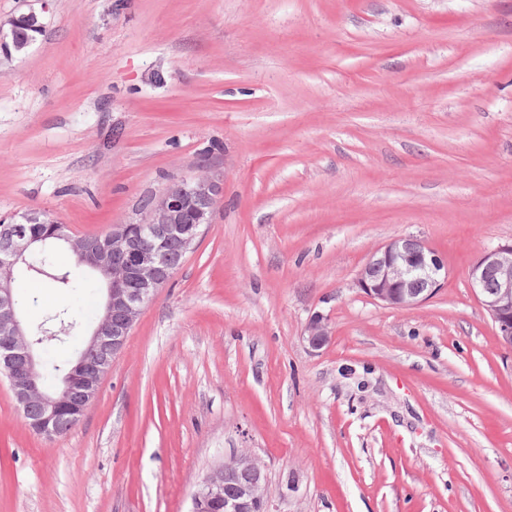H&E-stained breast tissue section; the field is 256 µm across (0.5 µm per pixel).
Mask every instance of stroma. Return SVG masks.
<instances>
[{
    "label": "stroma",
    "mask_w": 512,
    "mask_h": 512,
    "mask_svg": "<svg viewBox=\"0 0 512 512\" xmlns=\"http://www.w3.org/2000/svg\"><path fill=\"white\" fill-rule=\"evenodd\" d=\"M41 22L0 58V222L99 235L171 181L223 193L69 432L30 431L0 378V512H190L241 452L272 512H512V348L468 281L512 242V0H48ZM396 237L448 268L411 309L356 284ZM17 282L39 323L55 288Z\"/></svg>",
    "instance_id": "obj_1"
}]
</instances>
